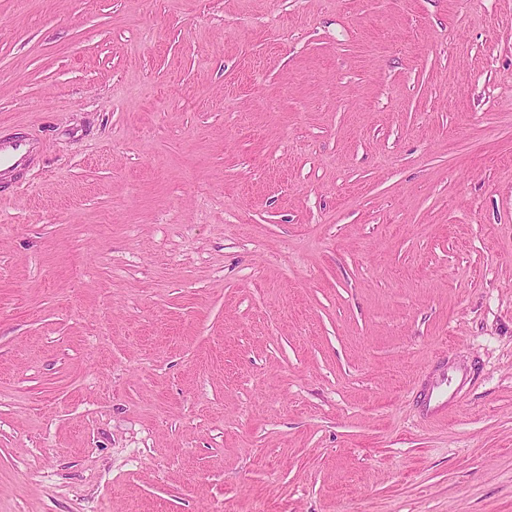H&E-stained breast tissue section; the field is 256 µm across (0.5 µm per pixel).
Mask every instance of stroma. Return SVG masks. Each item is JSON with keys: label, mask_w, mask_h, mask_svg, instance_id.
Instances as JSON below:
<instances>
[{"label": "stroma", "mask_w": 512, "mask_h": 512, "mask_svg": "<svg viewBox=\"0 0 512 512\" xmlns=\"http://www.w3.org/2000/svg\"><path fill=\"white\" fill-rule=\"evenodd\" d=\"M0 131V512H512V0H0ZM35 147L19 137H0V174L5 170L22 171L31 161Z\"/></svg>", "instance_id": "obj_1"}]
</instances>
